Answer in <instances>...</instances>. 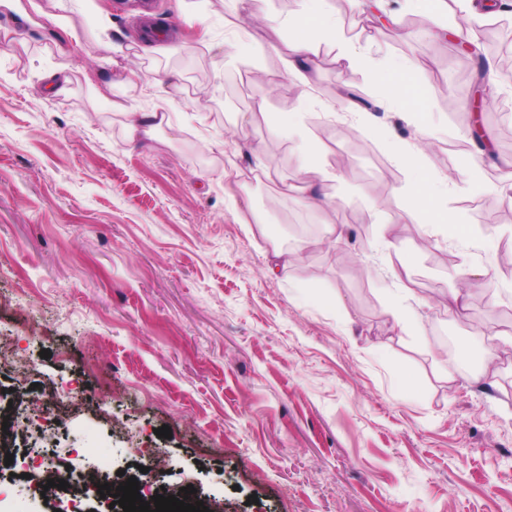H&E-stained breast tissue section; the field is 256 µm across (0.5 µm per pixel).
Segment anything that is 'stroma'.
<instances>
[{"label": "stroma", "instance_id": "35a3bbf8", "mask_svg": "<svg viewBox=\"0 0 512 512\" xmlns=\"http://www.w3.org/2000/svg\"><path fill=\"white\" fill-rule=\"evenodd\" d=\"M324 7L373 55L416 63L419 111L328 135L323 109L300 132L270 127L299 94L278 74L299 0H255L244 24L234 0H153L161 40L114 0H0V512H111L94 492L44 499L50 468L190 485L217 512H512V72L477 87L493 149L473 167L448 108L470 19L436 15L435 0H409L397 25L354 0ZM236 44L257 65L231 62ZM128 67L136 79L116 81ZM316 69L325 106L372 100L388 80L342 70L325 44ZM130 107L166 120L130 140ZM390 130L420 176L393 162ZM253 144L267 172L251 171ZM313 144L335 173L333 210L287 188ZM415 178L431 193L449 179L467 236L395 223ZM312 221L304 259L271 270ZM439 333L460 366L440 357Z\"/></svg>", "mask_w": 512, "mask_h": 512}]
</instances>
